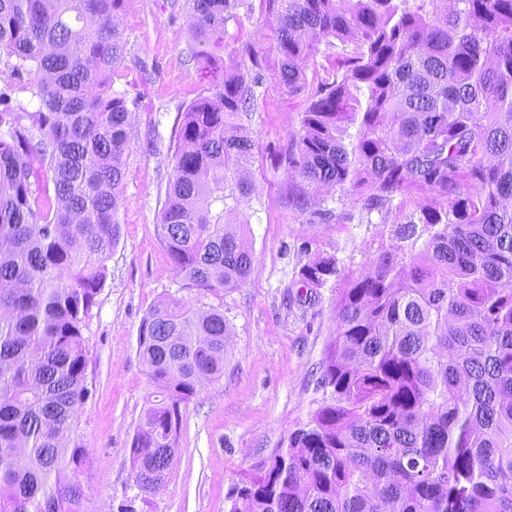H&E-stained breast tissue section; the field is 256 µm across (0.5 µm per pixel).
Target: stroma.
Returning a JSON list of instances; mask_svg holds the SVG:
<instances>
[{
  "label": "stroma",
  "mask_w": 512,
  "mask_h": 512,
  "mask_svg": "<svg viewBox=\"0 0 512 512\" xmlns=\"http://www.w3.org/2000/svg\"><path fill=\"white\" fill-rule=\"evenodd\" d=\"M275 21L263 0H247L226 25L224 51L190 59L186 0H125L120 32L125 58L115 90L135 99L131 145L120 187V237L106 263V279L84 335L90 396L71 437L84 448L77 474L84 512H224L228 492L247 471L285 447L290 432L307 423L331 391L319 378L334 334L336 301L347 275H361L381 251L395 245L391 222L366 214L339 193L326 194L330 220L300 211L288 198L286 152L317 87L308 79L288 92L266 62L255 89L254 112L236 122L255 142L249 166L253 192L232 223L244 226L255 272L226 292L230 358L223 378L183 406L169 476L141 498L131 478L129 448L157 389L137 351L144 316L162 298H187L160 239L159 213L172 172L180 112L204 93L243 46L267 54ZM319 254L335 255L341 270L310 299L286 304L301 267Z\"/></svg>",
  "instance_id": "stroma-1"
}]
</instances>
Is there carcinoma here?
Listing matches in <instances>:
<instances>
[{
  "label": "carcinoma",
  "instance_id": "carcinoma-1",
  "mask_svg": "<svg viewBox=\"0 0 512 512\" xmlns=\"http://www.w3.org/2000/svg\"><path fill=\"white\" fill-rule=\"evenodd\" d=\"M187 2L194 43L224 49L243 0ZM264 2L288 91L321 45L342 50L276 156L292 204L355 196L394 215L399 244L336 303L321 377L331 402L229 494L228 512H512V0ZM123 4L0 0V512H82L67 473L83 450L64 439L89 397L83 329L120 236ZM247 56L175 127L160 230L191 300L160 301L139 331L162 396L130 448L143 494L171 468L181 406L224 376L221 293L254 271L226 224L251 194L241 172L255 143L234 119L254 106L265 58ZM24 78L34 112L11 106ZM340 275L319 255L297 295Z\"/></svg>",
  "mask_w": 512,
  "mask_h": 512
}]
</instances>
